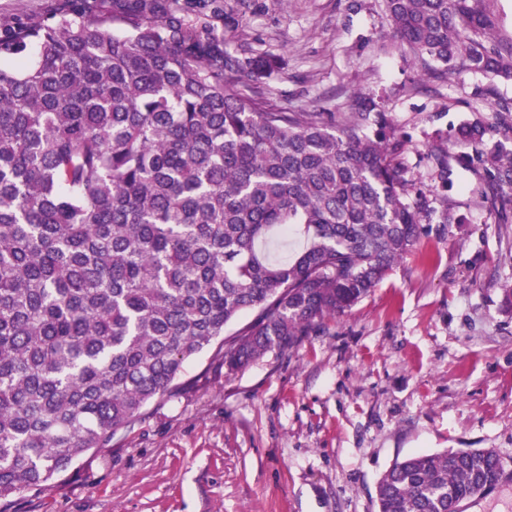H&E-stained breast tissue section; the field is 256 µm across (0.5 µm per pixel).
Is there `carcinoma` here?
<instances>
[{
	"label": "carcinoma",
	"instance_id": "carcinoma-1",
	"mask_svg": "<svg viewBox=\"0 0 512 512\" xmlns=\"http://www.w3.org/2000/svg\"><path fill=\"white\" fill-rule=\"evenodd\" d=\"M495 0H384L437 78L512 81ZM223 0H57L0 22V512L109 448L185 364L284 352L370 294L421 238L429 200L375 101L287 112L280 57L231 51ZM498 135L471 156L464 149ZM512 101L445 137L512 211ZM245 312L253 320L229 327ZM493 449L397 459L377 512H462L495 488Z\"/></svg>",
	"mask_w": 512,
	"mask_h": 512
}]
</instances>
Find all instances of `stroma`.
Wrapping results in <instances>:
<instances>
[{
  "instance_id": "1",
  "label": "stroma",
  "mask_w": 512,
  "mask_h": 512,
  "mask_svg": "<svg viewBox=\"0 0 512 512\" xmlns=\"http://www.w3.org/2000/svg\"><path fill=\"white\" fill-rule=\"evenodd\" d=\"M230 48L279 55L288 111L347 112L371 96L408 138L402 162L429 231L347 314L233 374L208 355L112 447L80 457L14 512H377L395 459L491 448L504 474L463 512H512V219L474 205L480 172L432 178V136L512 99V82L425 75L382 0H247ZM465 223H446L442 204Z\"/></svg>"
}]
</instances>
